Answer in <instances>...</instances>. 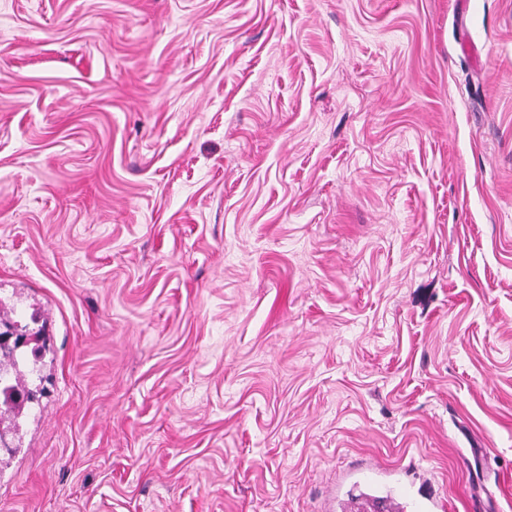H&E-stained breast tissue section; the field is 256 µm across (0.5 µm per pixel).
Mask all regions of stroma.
Wrapping results in <instances>:
<instances>
[{
    "mask_svg": "<svg viewBox=\"0 0 512 512\" xmlns=\"http://www.w3.org/2000/svg\"><path fill=\"white\" fill-rule=\"evenodd\" d=\"M0 302V512H512V0H0ZM18 350L19 348L9 360L2 363L0 359V397L2 392L3 401L7 403V400H11L13 404L11 408L17 409L19 413L25 403L32 401L30 400L32 389L28 387L25 380L26 372L21 369V366H29L30 357L23 350ZM20 399L22 401H19Z\"/></svg>",
    "mask_w": 512,
    "mask_h": 512,
    "instance_id": "1",
    "label": "stroma"
}]
</instances>
